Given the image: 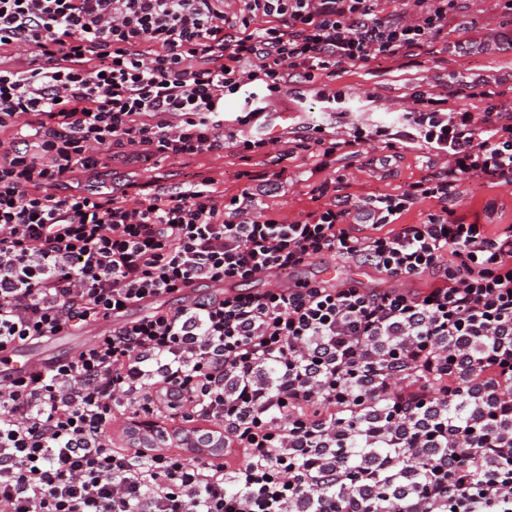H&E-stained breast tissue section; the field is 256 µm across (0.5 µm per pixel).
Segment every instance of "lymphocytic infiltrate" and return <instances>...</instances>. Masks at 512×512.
Here are the masks:
<instances>
[{
	"label": "lymphocytic infiltrate",
	"instance_id": "lymphocytic-infiltrate-1",
	"mask_svg": "<svg viewBox=\"0 0 512 512\" xmlns=\"http://www.w3.org/2000/svg\"><path fill=\"white\" fill-rule=\"evenodd\" d=\"M0 0V351L104 327L45 371L0 380V512H512V225L446 202L512 185V101L418 94L392 144L445 165L399 194L290 219L194 174L79 187L111 162L173 163L274 138L293 82L320 105L337 67L414 55L460 0ZM369 139L306 124L316 171ZM440 203L419 224L402 218ZM330 256L365 288L298 277ZM277 273L276 287L249 291ZM428 279L423 290L415 282ZM232 284L184 305L191 288ZM122 323H113L115 315ZM224 433V460L127 452L141 417ZM299 275L308 278L351 279L366 288H381L385 285L383 277L373 268L355 262L341 264L330 256L312 261L299 270Z\"/></svg>",
	"mask_w": 512,
	"mask_h": 512
}]
</instances>
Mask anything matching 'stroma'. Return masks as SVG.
Instances as JSON below:
<instances>
[{
	"label": "stroma",
	"instance_id": "1",
	"mask_svg": "<svg viewBox=\"0 0 512 512\" xmlns=\"http://www.w3.org/2000/svg\"><path fill=\"white\" fill-rule=\"evenodd\" d=\"M452 40L469 43L471 51L458 55L443 50L395 62L370 61L337 69L329 78L330 88L341 92L334 113L323 115L325 127H334L338 113H348L350 121L377 131V138L350 149L338 157L331 168L316 172L311 152H298L286 160L288 180L277 191H270L267 179L273 167L266 157L256 154L242 160L237 149L224 154H204L173 165L166 161L114 164L104 175L112 187L134 180L161 184L180 182L185 175H219L225 196L251 188L258 202L275 206L286 217L295 218L315 208V189L326 180L335 182L341 194L359 200L372 194L399 193L423 176L443 167L442 158L419 148L391 149L382 132L394 128L402 113L415 107L413 94L423 91L434 98L447 97L452 91L487 83L512 99V13L496 8L493 0H464L462 9L448 22ZM449 206L467 222L512 224V186L473 184ZM308 278L351 279L367 288L383 287L379 273L355 262L340 263L331 257L312 261L299 271Z\"/></svg>",
	"mask_w": 512,
	"mask_h": 512
}]
</instances>
